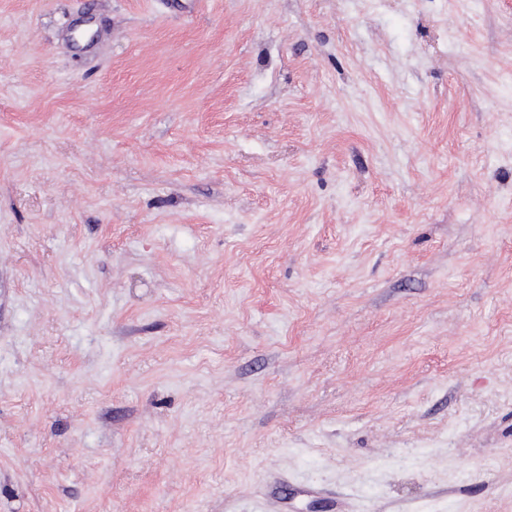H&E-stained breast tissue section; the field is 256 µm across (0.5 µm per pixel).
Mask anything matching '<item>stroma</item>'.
<instances>
[{
  "mask_svg": "<svg viewBox=\"0 0 512 512\" xmlns=\"http://www.w3.org/2000/svg\"><path fill=\"white\" fill-rule=\"evenodd\" d=\"M0 0V512H512V0Z\"/></svg>",
  "mask_w": 512,
  "mask_h": 512,
  "instance_id": "1",
  "label": "stroma"
}]
</instances>
